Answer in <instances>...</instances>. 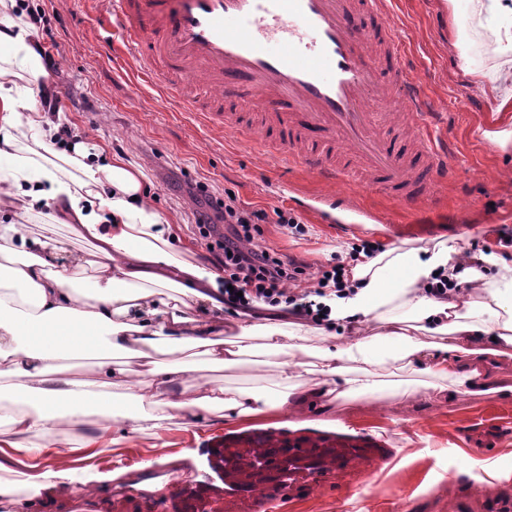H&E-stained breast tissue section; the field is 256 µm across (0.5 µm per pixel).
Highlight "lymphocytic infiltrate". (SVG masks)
<instances>
[{"label": "lymphocytic infiltrate", "mask_w": 512, "mask_h": 512, "mask_svg": "<svg viewBox=\"0 0 512 512\" xmlns=\"http://www.w3.org/2000/svg\"><path fill=\"white\" fill-rule=\"evenodd\" d=\"M216 218L212 224L197 217L196 227L221 274L226 310L251 311L259 302L273 308L286 304L313 323L327 321L321 299L325 289H342L345 264L315 269L262 245L260 226L267 219L266 211L245 206L237 197L221 199Z\"/></svg>", "instance_id": "1"}]
</instances>
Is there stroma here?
Wrapping results in <instances>:
<instances>
[{
  "label": "stroma",
  "instance_id": "35a3bbf8",
  "mask_svg": "<svg viewBox=\"0 0 512 512\" xmlns=\"http://www.w3.org/2000/svg\"><path fill=\"white\" fill-rule=\"evenodd\" d=\"M45 11L41 44L57 63L51 84L75 92L56 112L60 124L91 138L108 156L121 155L140 175L155 209L171 219L184 260H213L196 234L200 205L190 193L206 185L215 197L273 212L282 209L307 224L299 237L278 224L262 225V244L318 265L338 264L366 241L381 247L445 243L469 253H512V145L500 149L481 135L494 118L483 90L463 70L455 44L463 42L472 67L503 64L490 31L473 24L476 0H394L399 35L413 72L443 116L439 131L453 151V172L435 185L433 201L398 203L360 178L339 183L358 205L376 209L385 223L336 231L300 208L292 192L329 191L305 166L269 157L223 128L185 111L177 98L143 75L122 33L96 0H24ZM380 392L341 400L330 411L306 406L284 419L267 413L242 421L225 412L205 424L175 418L159 434L108 429L89 414L68 434L72 478L54 488L20 484L31 461L0 442V482H17L0 512H495L512 504V481H475L466 471L477 459L512 470V392L471 395L449 380L412 397L398 385L411 372L384 368ZM208 379L263 393L277 378L263 356L249 355ZM259 432L326 438L340 456L335 466L301 470L276 487L254 493L226 487L219 453ZM111 474L99 496L86 479Z\"/></svg>",
  "mask_w": 512,
  "mask_h": 512
}]
</instances>
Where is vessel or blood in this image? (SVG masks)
<instances>
[{
    "label": "vessel or blood",
    "instance_id": "b4317fda",
    "mask_svg": "<svg viewBox=\"0 0 512 512\" xmlns=\"http://www.w3.org/2000/svg\"><path fill=\"white\" fill-rule=\"evenodd\" d=\"M142 70L189 109L224 114L225 130L309 167L327 181L363 175L394 198L419 176L451 170L447 143L398 36L393 0H101ZM280 43L271 51L270 43ZM257 100L263 121L247 115ZM399 103L402 119L387 108ZM336 222L355 212L341 193L315 196Z\"/></svg>",
    "mask_w": 512,
    "mask_h": 512
}]
</instances>
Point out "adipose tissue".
<instances>
[{"instance_id": "adipose-tissue-1", "label": "adipose tissue", "mask_w": 512, "mask_h": 512, "mask_svg": "<svg viewBox=\"0 0 512 512\" xmlns=\"http://www.w3.org/2000/svg\"><path fill=\"white\" fill-rule=\"evenodd\" d=\"M477 24L495 22L497 50L512 57V0H478ZM0 206L15 220L0 225V378L21 402L0 405L15 448L42 457L56 444L60 418L81 425L87 407L157 434L175 417L201 420L232 410L249 418L261 406L281 415L307 403L380 390L377 370L417 369L452 379L469 394L488 393L497 367L512 359V259L464 257L452 245L393 247L352 265L343 296L325 300L349 338L313 347L306 330L225 326L212 312L217 272L180 259L170 221L153 207L137 173L89 142L57 145L58 127L18 93L19 82L45 86L40 35L31 25L0 23ZM28 116H20V109ZM51 220L90 255L67 256L64 241L33 233L28 217ZM467 281L437 299L433 275ZM195 351L211 368L257 352L277 366L265 400L198 376L184 359ZM89 365L72 378L61 361ZM120 386L137 407L117 410L104 387Z\"/></svg>"}]
</instances>
